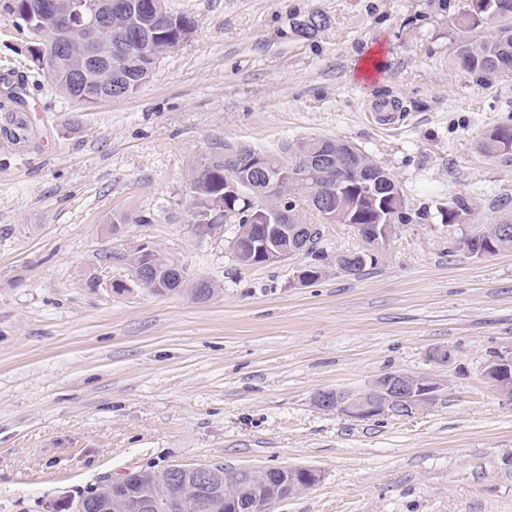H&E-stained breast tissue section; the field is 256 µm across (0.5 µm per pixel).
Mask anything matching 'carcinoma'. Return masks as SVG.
<instances>
[{
	"label": "carcinoma",
	"instance_id": "cac0c4a2",
	"mask_svg": "<svg viewBox=\"0 0 512 512\" xmlns=\"http://www.w3.org/2000/svg\"><path fill=\"white\" fill-rule=\"evenodd\" d=\"M488 9L470 0L469 9L457 18L460 32L459 57L463 67L484 77L502 73L500 65L512 64V0H491ZM26 0H0V11L22 22ZM168 24L161 27L153 17L137 11L124 12L120 21L128 31L139 35L145 31L153 32L162 29L170 33V37L160 41V45L171 51L179 46L177 39L171 38L176 33V25L180 20H191L185 14L167 13ZM495 19L498 22L494 35L478 36L483 25ZM149 78L144 71L140 57L127 59L121 67L117 81L122 83L124 96H130ZM64 94L81 102L94 104L99 94V85L94 75L86 79L76 88L64 91ZM512 130L511 122H502L487 131L479 142V150L489 158H504L501 141L498 135ZM354 148L355 170L351 171L348 181L338 185L330 172L323 169L309 171L304 168L305 156L312 154L324 158H334L340 151ZM248 159L254 160L252 166H260L264 172L256 175L247 169L242 170L241 189L234 194H224V161L215 159L209 162L201 179L195 181L199 185L200 208H207L212 200L218 199L224 206V223L236 227L235 237L240 239L243 250L242 265L258 266L262 260L254 255L252 244L260 237L259 225L249 222V214L253 205L264 201V193L278 176L288 172V183L285 184L288 200V227L298 224L302 232L295 240H288L284 245L302 250V254L311 258L305 264V277L312 283L325 275L328 263H333L336 271L348 276L360 277L379 264L380 251L367 253L368 240L365 231L380 219L392 214L394 223L409 224L413 216L407 208L397 211L392 209L388 187L391 183L384 179L379 163L370 158L363 150L355 148L354 143L329 137H303L286 141L275 151L246 147ZM327 195L336 202V223L359 225L362 245L353 250L336 253L333 259L319 250L318 244L323 236L324 221L316 199ZM471 207L459 200L450 209L439 208V213L448 224L458 223V218L468 216ZM460 248L468 252H482L484 255H495L501 251L512 250V215L495 221V228L485 229L460 241ZM150 483V479H142V484L135 485L126 494V503L116 512H142L140 509L141 486ZM288 483V476L276 469L270 470L263 480H258L253 473H241L228 484L220 488L227 490V496L239 504V512H250L249 504L262 499L265 488Z\"/></svg>",
	"mask_w": 512,
	"mask_h": 512
}]
</instances>
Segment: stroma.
<instances>
[{
	"instance_id": "35a3bbf8",
	"label": "stroma",
	"mask_w": 512,
	"mask_h": 512,
	"mask_svg": "<svg viewBox=\"0 0 512 512\" xmlns=\"http://www.w3.org/2000/svg\"><path fill=\"white\" fill-rule=\"evenodd\" d=\"M469 0H168L195 31L125 98L84 104L33 62L0 12V512H47L101 478L174 462L305 466L269 512H512V397L484 367L512 352V250L457 241L506 213L512 162L485 131L512 117V74L458 55ZM318 14L312 36L294 19ZM383 67L358 76L365 57ZM396 101L403 121L369 109ZM358 145L415 218L370 274L243 267L232 227L197 235L190 183L225 145ZM465 199L462 224L438 207ZM147 243L215 282L206 302L130 280ZM433 378L434 401L367 419L323 409L380 375ZM512 130V123L510 122H502L496 126H494L492 129L487 131L485 135L482 137V139L479 142V150L481 153H483L486 157L489 158H502L505 160H511L506 159L504 157H509L512 155H509L508 153L512 150V137L511 142L510 139H505L503 142V146L501 147V141L498 139L499 134H507L508 131ZM503 149V151H502ZM291 477L292 480L288 484V487L282 489L277 485L288 483V474L284 475L276 469L270 470L263 477V482L266 488L269 486H276L271 488L270 497L276 498L281 495L290 496L308 490L320 482L321 473L314 468L300 467L299 473Z\"/></svg>"
}]
</instances>
